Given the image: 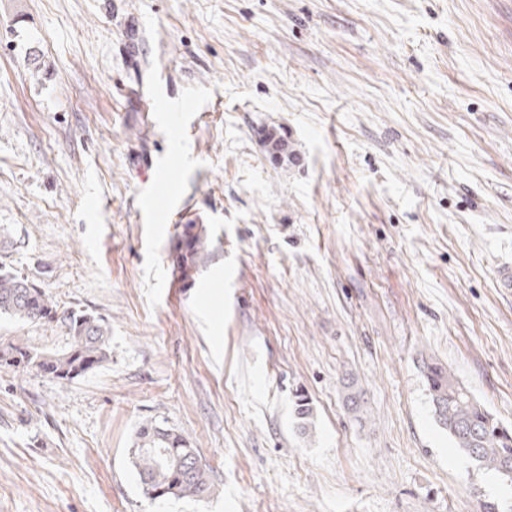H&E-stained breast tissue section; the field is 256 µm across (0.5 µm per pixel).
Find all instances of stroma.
Here are the masks:
<instances>
[{"instance_id": "obj_1", "label": "stroma", "mask_w": 512, "mask_h": 512, "mask_svg": "<svg viewBox=\"0 0 512 512\" xmlns=\"http://www.w3.org/2000/svg\"><path fill=\"white\" fill-rule=\"evenodd\" d=\"M191 221L211 244L187 286ZM1 225L7 265L102 317L112 357L0 369V512H512L422 374L512 427V0H0ZM19 336L67 345L0 317ZM146 420L210 496L143 494ZM208 246V236L202 224L182 225L171 260L174 270L184 282L193 281L198 259L207 250Z\"/></svg>"}]
</instances>
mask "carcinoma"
Wrapping results in <instances>:
<instances>
[{
	"label": "carcinoma",
	"instance_id": "1",
	"mask_svg": "<svg viewBox=\"0 0 512 512\" xmlns=\"http://www.w3.org/2000/svg\"><path fill=\"white\" fill-rule=\"evenodd\" d=\"M209 240L201 224H184L171 255L174 270L188 283ZM0 314L19 320L50 324L64 329L70 342L61 351H38L17 337L0 343V368L34 371L45 377L70 382L99 367L111 356L110 327L104 319L84 311H59L57 302L43 287L0 262ZM433 416L448 432L455 448L475 461L479 468L505 474L512 465V428L499 422L462 386L444 365L423 363ZM344 402L357 415L364 396L354 382L345 384ZM298 428L312 429L313 408L304 395L295 401ZM129 459L143 492L153 500L194 499L212 491L211 470L181 434L153 421L139 424Z\"/></svg>",
	"mask_w": 512,
	"mask_h": 512
}]
</instances>
